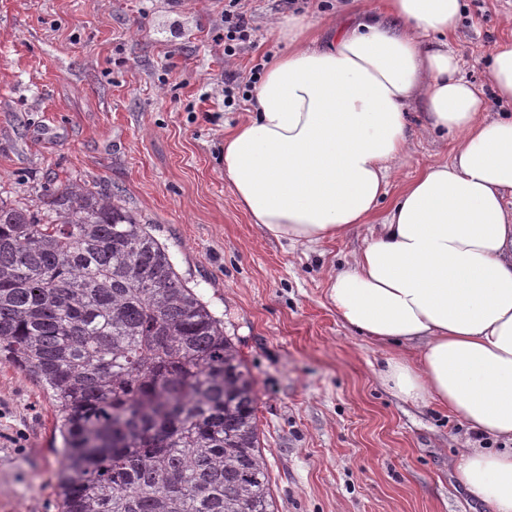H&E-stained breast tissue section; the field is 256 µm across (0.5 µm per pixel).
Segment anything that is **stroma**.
Segmentation results:
<instances>
[{"mask_svg":"<svg viewBox=\"0 0 512 512\" xmlns=\"http://www.w3.org/2000/svg\"><path fill=\"white\" fill-rule=\"evenodd\" d=\"M452 48L489 85L494 44L512 38V0H462ZM251 41L225 57L224 0H0V187L30 202L71 174L111 186L167 243L224 319L254 381L277 512H490L460 482L476 432L438 406L392 396L389 353L345 327L328 271L352 263L370 227L312 249L268 236L224 179V137L248 97L224 103V75L249 80L282 46V0H245ZM352 0H309L321 42ZM411 152L381 211L450 146L412 116ZM56 413L29 373L0 362V512H61Z\"/></svg>","mask_w":512,"mask_h":512,"instance_id":"obj_1","label":"stroma"}]
</instances>
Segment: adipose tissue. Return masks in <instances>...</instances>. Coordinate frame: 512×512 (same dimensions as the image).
<instances>
[{"instance_id": "obj_1", "label": "adipose tissue", "mask_w": 512, "mask_h": 512, "mask_svg": "<svg viewBox=\"0 0 512 512\" xmlns=\"http://www.w3.org/2000/svg\"><path fill=\"white\" fill-rule=\"evenodd\" d=\"M461 0H383L321 43L303 17L267 63L248 112L224 138V179L252 223L313 245L368 223L414 135L454 136L449 161L401 190L350 268L327 278L341 321L398 346L380 371L397 398L461 416L512 441V116L492 118L460 75L449 39ZM489 80L512 103V39L494 44ZM461 483L512 512V448L459 451Z\"/></svg>"}]
</instances>
